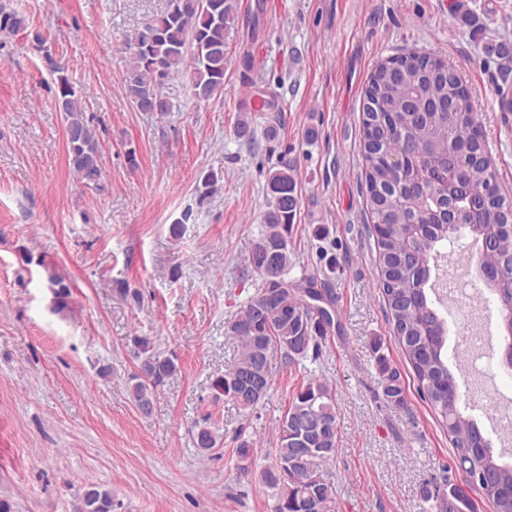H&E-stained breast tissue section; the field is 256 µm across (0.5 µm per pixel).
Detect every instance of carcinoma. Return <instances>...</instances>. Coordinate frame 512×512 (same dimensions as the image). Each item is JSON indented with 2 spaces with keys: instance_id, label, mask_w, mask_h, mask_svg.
<instances>
[{
  "instance_id": "carcinoma-1",
  "label": "carcinoma",
  "mask_w": 512,
  "mask_h": 512,
  "mask_svg": "<svg viewBox=\"0 0 512 512\" xmlns=\"http://www.w3.org/2000/svg\"><path fill=\"white\" fill-rule=\"evenodd\" d=\"M237 14V0H168L167 8L148 19L129 40V60L122 74L129 101L140 112L169 111L162 87L182 73L188 75L195 98L222 96L226 35ZM20 34L32 36L38 46L43 44L41 35L28 31L23 13L1 3L0 36ZM484 50L497 61L503 79L512 76V46L487 43ZM49 65L57 75L55 101L66 122L68 163L84 186L97 187L102 168L96 132L85 118L81 96L66 68L52 61ZM472 98L457 70L434 55L407 52L375 69L363 105L366 208L388 321L413 369L417 388L447 430L455 460L468 474L480 478L479 487L497 512H512V466L495 459L491 440L477 422L461 412L459 383L445 353L448 327L428 298L432 270L438 269L431 261L448 246V225L434 224L416 237L410 233L411 225L424 223L429 213L443 207L441 175L450 166L464 165L465 179L457 189L456 201L462 207H480V219L467 228L487 245L485 262L498 267V278L488 287L512 311V233L490 234L498 224H512V201L500 193L495 172L489 168ZM451 119L470 129L465 142L452 143L445 135ZM393 157L404 158L405 167L394 166ZM296 187L294 169L286 163L267 174L265 229L252 241L247 256L248 266L262 278L263 286L229 328L239 342V359L231 371L261 363L267 392L275 363L293 366L317 359L322 340L333 325L327 312L315 306L323 298L334 301L333 294L324 296L318 291L317 278H303L302 288L288 281L292 265L288 233L297 214ZM49 283L53 311L61 313L68 307L70 286L55 275L49 277ZM134 344L140 373L134 376L130 393L138 409L148 414L153 407V389L176 373L177 363L155 351L147 337H135ZM373 353L384 399L396 408L405 407L401 372L381 343L374 344ZM213 388L217 395L245 410L260 403L258 399L242 402L241 390L227 374L216 379ZM275 433V463L265 475L276 489L275 512H308L314 499L320 512H336V486L319 470L321 463L333 459L338 451L333 386L320 379L302 386L292 396ZM302 433L309 447L327 452L310 455L307 465L298 471L290 462ZM193 440L203 452L216 445L208 426L196 427ZM253 454L252 442L241 440L236 448L240 473H248L243 459ZM432 484L446 486V491L432 493L438 512H473L472 502L448 469L433 477ZM76 512H112V493L95 484L84 487L77 497Z\"/></svg>"
}]
</instances>
